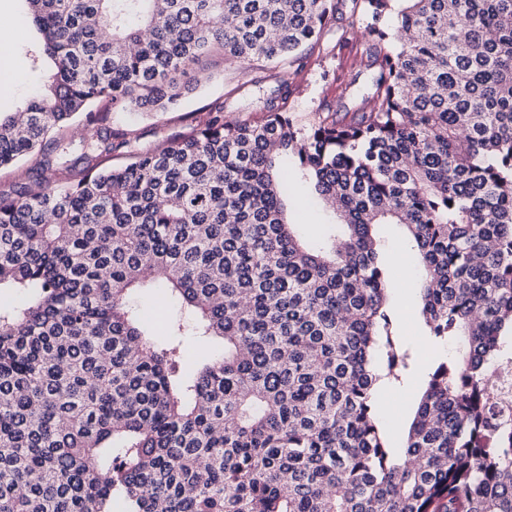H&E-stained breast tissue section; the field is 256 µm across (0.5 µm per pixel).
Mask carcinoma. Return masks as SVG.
<instances>
[{"instance_id":"1","label":"carcinoma","mask_w":512,"mask_h":512,"mask_svg":"<svg viewBox=\"0 0 512 512\" xmlns=\"http://www.w3.org/2000/svg\"><path fill=\"white\" fill-rule=\"evenodd\" d=\"M26 2L53 69L24 120L0 116V167L51 134L55 154L0 193V287L22 296L0 309V512H512L492 378L512 340V0H350L354 111L298 127L283 79L145 151L97 104L165 112L216 50L294 73L344 0ZM297 175L337 202L315 242L285 218ZM380 224L420 256L427 340L459 344L401 454L376 406L410 359ZM148 282L194 316L171 340L127 307ZM188 332L224 344L192 378Z\"/></svg>"}]
</instances>
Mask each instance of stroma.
<instances>
[{
    "mask_svg": "<svg viewBox=\"0 0 512 512\" xmlns=\"http://www.w3.org/2000/svg\"><path fill=\"white\" fill-rule=\"evenodd\" d=\"M28 22L24 0H0V46L13 54L21 74L6 106L10 112L20 110L36 94L51 69L50 62L36 65L31 60V46L38 35ZM360 33V23L352 21L349 12H342L337 14L335 25L325 33L319 45L308 53L302 72L291 85L288 99V110L297 125H311L325 109L340 112L347 106V85L357 66L347 63L346 57L360 49ZM198 77L196 89L186 95L176 109L156 113L118 110L112 114L113 129L127 133L142 147L152 148L190 132L202 124L209 112L218 109L223 110L225 120L235 121L242 109L255 107L274 93L280 74L270 67L261 71L252 65L225 61L217 51ZM287 205L291 221L303 225L309 237L315 239L323 234L329 211L323 204L315 202L307 183L298 179L292 181ZM378 235L392 271L390 295L396 305L393 330L402 342L417 343L423 333L417 297V259L398 226L380 225ZM128 305L151 323L161 339L166 337L172 325L191 321L190 314L179 303L170 300L161 288L134 291ZM428 368V359L420 358L402 383L389 385V400L379 408L396 449H403L405 445Z\"/></svg>",
    "mask_w": 512,
    "mask_h": 512,
    "instance_id": "1",
    "label": "stroma"
}]
</instances>
